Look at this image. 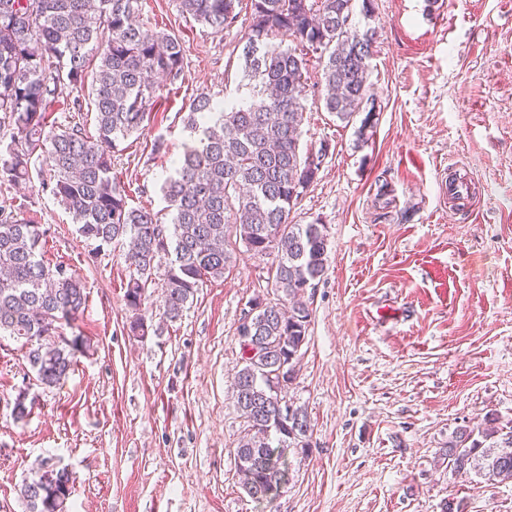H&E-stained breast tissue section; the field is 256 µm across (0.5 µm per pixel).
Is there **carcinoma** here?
Here are the masks:
<instances>
[{
    "label": "carcinoma",
    "mask_w": 512,
    "mask_h": 512,
    "mask_svg": "<svg viewBox=\"0 0 512 512\" xmlns=\"http://www.w3.org/2000/svg\"><path fill=\"white\" fill-rule=\"evenodd\" d=\"M356 0H180L182 13L218 34L249 4L250 34L243 47L249 98L232 105L202 94L183 123L196 138L173 160L161 187L166 207H133L112 179V153L138 132L160 104L167 83L183 72V47L165 31L137 22L140 0H0V183L31 181L32 167L53 173L42 180L96 252L123 248L129 269L125 300L129 331H149L142 305L161 280L167 318L178 320L200 283L224 277L237 261L231 242L270 260L275 299L256 296L250 323L260 348L242 357L234 389L247 433L236 448L245 492L271 502L290 480L288 453L309 446L307 411L283 396L296 379L311 313L303 300L327 270L326 226L294 224L291 212L321 169L327 147L303 150L307 99L304 50L320 53L324 109L358 135L374 126L376 106L368 70L377 31L354 22ZM291 38L296 46L285 45ZM68 85L89 88L94 132L74 124L47 130L49 98ZM49 229L0 206V337L22 342L40 385L55 387L90 341L62 336L86 307L79 276L45 258ZM35 400L19 392L12 415L28 417ZM286 411L281 419L280 410ZM512 430L486 418L462 427L446 453L455 473L512 480ZM74 479L46 465L26 481L28 512H67Z\"/></svg>",
    "instance_id": "carcinoma-1"
}]
</instances>
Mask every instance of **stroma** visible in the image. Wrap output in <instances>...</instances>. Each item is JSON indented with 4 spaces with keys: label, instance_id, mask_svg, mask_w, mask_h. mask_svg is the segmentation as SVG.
Segmentation results:
<instances>
[{
    "label": "stroma",
    "instance_id": "35a3bbf8",
    "mask_svg": "<svg viewBox=\"0 0 512 512\" xmlns=\"http://www.w3.org/2000/svg\"><path fill=\"white\" fill-rule=\"evenodd\" d=\"M141 5L144 28L180 37L183 75L120 142L113 174L131 206L158 211L190 140L182 112L203 93L237 96L249 13L214 34L179 0ZM370 22L374 128L358 139L320 92L305 102L302 147L327 155L291 218L325 224L330 254L288 390L313 428L306 452L288 455V485L257 503L235 462L236 328L269 289L264 261L241 255L173 323L153 289L154 331L135 336L119 253L95 252L50 192L0 183V203L49 227L47 258L81 277L87 306L63 334L91 345L46 389L20 342L0 338V512H27L20 488L45 461L75 478L68 512H441L451 498L512 512V481L456 475L445 454L458 428L512 427V0H375ZM160 135L164 157L151 152ZM452 178L471 187L465 205ZM23 389L37 404L18 421Z\"/></svg>",
    "mask_w": 512,
    "mask_h": 512
}]
</instances>
